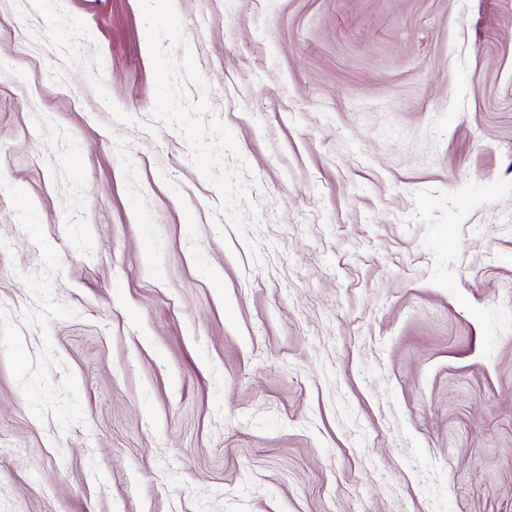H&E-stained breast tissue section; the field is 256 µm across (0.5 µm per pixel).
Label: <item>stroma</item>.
<instances>
[{
    "label": "stroma",
    "mask_w": 512,
    "mask_h": 512,
    "mask_svg": "<svg viewBox=\"0 0 512 512\" xmlns=\"http://www.w3.org/2000/svg\"><path fill=\"white\" fill-rule=\"evenodd\" d=\"M0 512H512V0H0Z\"/></svg>",
    "instance_id": "1"
}]
</instances>
